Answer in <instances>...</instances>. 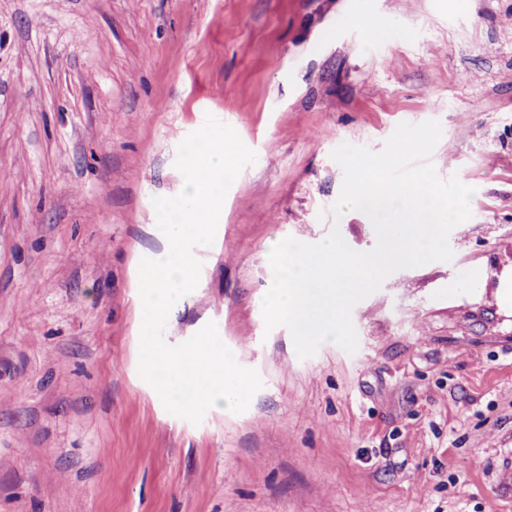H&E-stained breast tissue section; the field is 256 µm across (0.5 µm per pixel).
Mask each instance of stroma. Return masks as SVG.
Here are the masks:
<instances>
[{
	"label": "stroma",
	"instance_id": "1",
	"mask_svg": "<svg viewBox=\"0 0 512 512\" xmlns=\"http://www.w3.org/2000/svg\"><path fill=\"white\" fill-rule=\"evenodd\" d=\"M209 115L257 160L164 338L215 322L263 386L195 425L139 375L136 279ZM428 120L475 190L452 259L357 303L355 353L299 357L269 244L375 247L331 153ZM511 266L512 0H0V512H512Z\"/></svg>",
	"mask_w": 512,
	"mask_h": 512
}]
</instances>
